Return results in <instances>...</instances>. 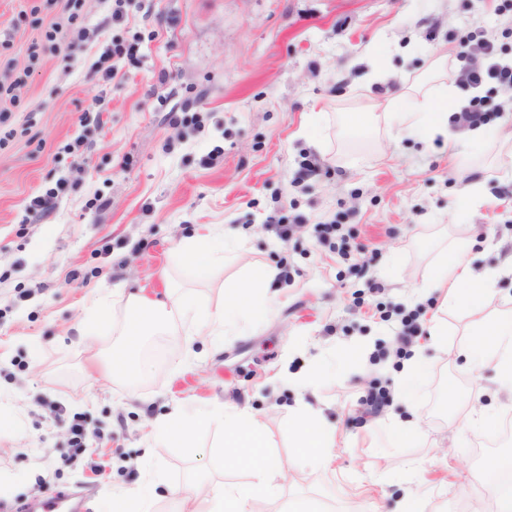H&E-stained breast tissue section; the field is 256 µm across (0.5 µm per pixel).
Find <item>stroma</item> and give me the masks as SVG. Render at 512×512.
<instances>
[{
    "instance_id": "stroma-1",
    "label": "stroma",
    "mask_w": 512,
    "mask_h": 512,
    "mask_svg": "<svg viewBox=\"0 0 512 512\" xmlns=\"http://www.w3.org/2000/svg\"><path fill=\"white\" fill-rule=\"evenodd\" d=\"M500 0H80L84 40L58 34L64 0H0V96L13 134L0 144V512L65 492L77 512H100L115 488L152 492L153 512H176L170 487L195 472L215 482L249 483L253 473L211 452L170 447L145 436L150 421L178 405L232 402L262 418L282 460L276 500L256 512H400L406 490L428 512L487 500L476 479L475 450L512 402L494 399L493 370L474 377L456 350L467 319L440 311L418 284L436 257L434 242L482 239L478 263L512 255V113L492 124L494 143L473 149L466 165L441 140L355 129L345 113L361 106L354 88L368 68L352 65L372 45L387 49L390 79L373 88L385 104L414 82L439 47L459 68L456 33L483 28L512 59V12ZM138 39L136 63L115 60L112 42ZM117 67L115 78L107 68ZM322 112L318 137L305 132ZM178 122H171V115ZM317 171L294 182L304 161ZM481 184L485 198L468 208L459 194ZM55 192L53 209L25 220L30 200ZM302 217L288 241L266 222L274 212ZM338 219L354 233V261L317 244L314 223ZM233 227L244 240L226 266L233 280L249 266L288 271L277 280L276 314L260 329L227 337L199 358L184 359L182 337L154 358L145 378L109 376L105 362L118 336L104 329L87 348L76 328L92 300L116 288L162 295L188 285L191 269L178 245L201 226ZM417 311L419 332L400 344L402 318ZM448 324L447 343L428 337L433 313ZM375 339L364 375H337L313 391L280 382L335 349ZM422 351L430 364L417 407L393 391L403 362ZM392 397L381 418L358 420L371 387ZM318 410L337 443L328 470L295 463L288 412L298 402ZM474 414L477 430L458 438L455 421ZM80 419L86 451L70 452ZM414 432L388 440L382 420Z\"/></svg>"
}]
</instances>
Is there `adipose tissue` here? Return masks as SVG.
Here are the masks:
<instances>
[{
    "mask_svg": "<svg viewBox=\"0 0 512 512\" xmlns=\"http://www.w3.org/2000/svg\"><path fill=\"white\" fill-rule=\"evenodd\" d=\"M453 84L446 59L438 49H431L419 82L403 86L386 104H368L351 113L349 122L370 128L383 126L426 141L438 138L447 144L451 155L465 157L462 142L448 124V111L458 104ZM472 249V243L467 242L442 252L420 289L426 294L438 293L443 305L468 314V342L460 348L459 357L476 375L495 368L498 388L512 394V308L493 315L484 312L498 279L512 271V257L502 266L478 271ZM241 250V239L228 228L220 234H197L186 239L177 255L190 265L198 282L210 284L226 264L237 261ZM273 279L270 269L249 268L243 278L225 283L223 300L213 306L199 304L194 293L178 289L166 290L157 298L129 294L132 315L118 331L121 352L113 358L109 373L117 376L136 371L135 353L148 335L166 327L183 336L186 358H193L192 345L201 334L208 336L214 347H223L225 337L257 327L274 313L278 294L271 289ZM369 351L366 341L344 347L332 360L304 373L285 375L282 381L307 390L332 371L363 372ZM202 435L210 436L211 447L224 449L239 465L252 469L256 480L244 485L212 483L205 475H195L184 487L172 490L185 512H253L255 502L279 496L280 460L269 450L261 420L248 409L221 403L179 407L170 419L152 422L147 433L151 440L182 448L190 447L193 438ZM288 440L299 465L321 471L330 467L336 432L325 428L312 408L300 405L294 409Z\"/></svg>",
    "mask_w": 512,
    "mask_h": 512,
    "instance_id": "ef3b65f1",
    "label": "adipose tissue"
}]
</instances>
